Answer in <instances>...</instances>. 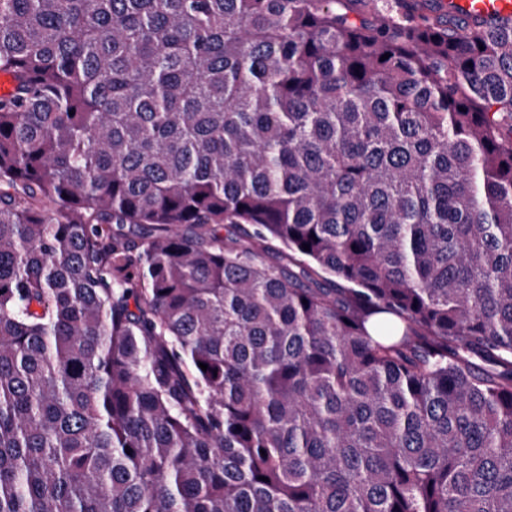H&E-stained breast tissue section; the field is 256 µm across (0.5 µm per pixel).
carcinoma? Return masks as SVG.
<instances>
[{
    "instance_id": "carcinoma-1",
    "label": "carcinoma",
    "mask_w": 512,
    "mask_h": 512,
    "mask_svg": "<svg viewBox=\"0 0 512 512\" xmlns=\"http://www.w3.org/2000/svg\"><path fill=\"white\" fill-rule=\"evenodd\" d=\"M0 73V512H512L511 15L0 0Z\"/></svg>"
}]
</instances>
